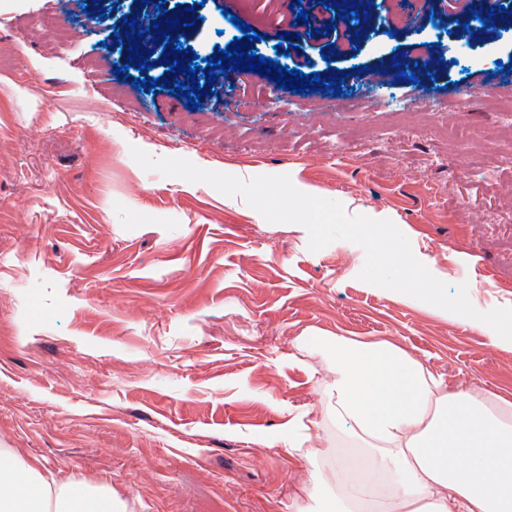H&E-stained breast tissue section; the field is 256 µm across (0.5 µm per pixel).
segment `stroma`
<instances>
[{
	"label": "stroma",
	"instance_id": "stroma-1",
	"mask_svg": "<svg viewBox=\"0 0 512 512\" xmlns=\"http://www.w3.org/2000/svg\"><path fill=\"white\" fill-rule=\"evenodd\" d=\"M44 3L0 0V448L111 488L125 512H298L306 488L335 487L323 451L345 445L332 422L291 454L256 441L319 398L288 362L299 337L390 339L450 388L512 399V352L361 281L360 246L310 251L303 226L130 155L289 175L348 214L388 217L479 311L512 307V115L497 105L512 97V30L460 35L448 0H431L421 29L380 21L356 39L328 33L318 0L305 23L251 0L241 16L261 53L280 60V34L298 32L296 61L322 84L277 91L232 70L192 110L115 73L116 27L153 5L59 0L62 38ZM223 6L195 8L201 53L241 35ZM423 49L445 65L417 66ZM349 71L353 89L325 86Z\"/></svg>",
	"mask_w": 512,
	"mask_h": 512
}]
</instances>
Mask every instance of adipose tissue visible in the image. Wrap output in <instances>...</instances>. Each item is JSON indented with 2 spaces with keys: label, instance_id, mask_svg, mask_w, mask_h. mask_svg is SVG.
Instances as JSON below:
<instances>
[{
  "label": "adipose tissue",
  "instance_id": "ef3b65f1",
  "mask_svg": "<svg viewBox=\"0 0 512 512\" xmlns=\"http://www.w3.org/2000/svg\"><path fill=\"white\" fill-rule=\"evenodd\" d=\"M298 348L326 359L316 406L294 415L268 446L293 451L310 429L334 422L365 482L316 490L300 512H512V399L449 388L443 374L398 344L304 336ZM111 490L57 484L38 459L0 448V512H118Z\"/></svg>",
  "mask_w": 512,
  "mask_h": 512
}]
</instances>
